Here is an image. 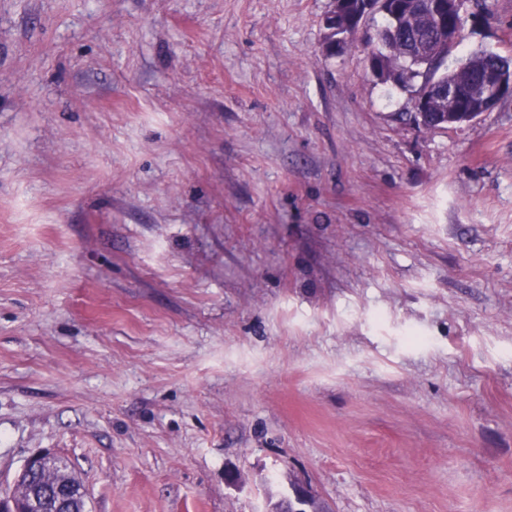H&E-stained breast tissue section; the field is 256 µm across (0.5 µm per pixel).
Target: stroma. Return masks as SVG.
<instances>
[{
    "label": "stroma",
    "mask_w": 512,
    "mask_h": 512,
    "mask_svg": "<svg viewBox=\"0 0 512 512\" xmlns=\"http://www.w3.org/2000/svg\"><path fill=\"white\" fill-rule=\"evenodd\" d=\"M330 8L0 0V489L512 512V98L416 125ZM325 29L328 31L326 35V48L330 53H336L346 48L347 45L356 39V35L351 30L352 25H343L341 22L336 24H326ZM58 458L59 457L48 453H39L31 456L21 471L14 477L12 492L3 497L1 495L0 511L36 512L34 508L36 504L35 500H28L27 503L25 501L19 502L17 499L21 498L14 494V490L26 476L31 474L32 470H36L44 465L58 464ZM62 470L69 471L72 474L68 461L63 468H42L38 473H34L29 480H24L23 482L25 484V492L22 494V498L27 499L31 494L37 496L40 504L38 511L40 512L62 511L57 505L58 500L56 492V489L59 487V481L61 480L59 473Z\"/></svg>",
    "instance_id": "1"
}]
</instances>
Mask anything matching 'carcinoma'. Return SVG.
I'll return each instance as SVG.
<instances>
[{"instance_id":"cac0c4a2","label":"carcinoma","mask_w":512,"mask_h":512,"mask_svg":"<svg viewBox=\"0 0 512 512\" xmlns=\"http://www.w3.org/2000/svg\"><path fill=\"white\" fill-rule=\"evenodd\" d=\"M384 19V24L361 38V42L377 61V80L411 90L416 103L424 95H439L450 81L473 86L489 67L496 66L505 73L512 70V57L488 50L468 55L466 68L459 73L445 68L448 60L445 32L452 30L457 32V37H463L465 18L457 10L442 13L438 22L412 0H388ZM325 29L326 48L330 53L346 48L356 39L350 25L327 24ZM63 470H70V466L43 468L33 474L24 481L22 498L27 499L33 494L39 500V512H61L56 489Z\"/></svg>"}]
</instances>
